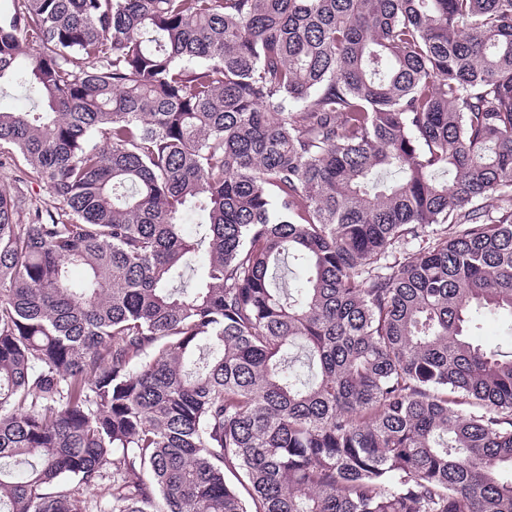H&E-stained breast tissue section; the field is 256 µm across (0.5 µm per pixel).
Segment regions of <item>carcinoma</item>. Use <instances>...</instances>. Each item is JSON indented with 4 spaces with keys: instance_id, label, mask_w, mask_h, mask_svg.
<instances>
[{
    "instance_id": "carcinoma-1",
    "label": "carcinoma",
    "mask_w": 512,
    "mask_h": 512,
    "mask_svg": "<svg viewBox=\"0 0 512 512\" xmlns=\"http://www.w3.org/2000/svg\"><path fill=\"white\" fill-rule=\"evenodd\" d=\"M12 84L0 512H512V0H12ZM36 101V95L20 86H13L0 92L1 111H31ZM477 331L479 342L486 348L507 351L512 345V317L506 313L485 314Z\"/></svg>"
}]
</instances>
